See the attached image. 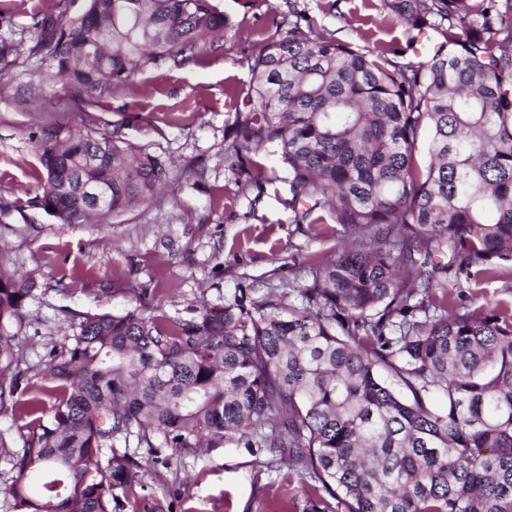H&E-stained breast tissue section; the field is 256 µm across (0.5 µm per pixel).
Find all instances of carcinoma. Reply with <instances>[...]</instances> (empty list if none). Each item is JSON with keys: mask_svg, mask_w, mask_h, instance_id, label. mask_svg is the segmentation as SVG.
<instances>
[{"mask_svg": "<svg viewBox=\"0 0 512 512\" xmlns=\"http://www.w3.org/2000/svg\"><path fill=\"white\" fill-rule=\"evenodd\" d=\"M442 36L425 62L315 35L295 9L248 59L224 127L235 184L273 181L291 223L359 240L310 263L300 305L256 300L174 319L141 304L85 314L42 370L37 429L0 486L12 512H116L138 465L117 434L166 448L242 442L321 484L336 512H512V301L453 295L512 268V0H384ZM226 19L213 0H82L38 12L47 57L85 116L46 134L32 204L60 224L148 203L166 162L99 127L94 112L137 73L200 61ZM429 134V162L417 160ZM42 285L0 273V411L23 380L9 331ZM441 392L446 404L428 397ZM42 476L34 493L30 476Z\"/></svg>", "mask_w": 512, "mask_h": 512, "instance_id": "carcinoma-1", "label": "carcinoma"}]
</instances>
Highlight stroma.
Here are the masks:
<instances>
[{"instance_id":"obj_1","label":"stroma","mask_w":512,"mask_h":512,"mask_svg":"<svg viewBox=\"0 0 512 512\" xmlns=\"http://www.w3.org/2000/svg\"><path fill=\"white\" fill-rule=\"evenodd\" d=\"M71 0H16L0 39L19 41L14 62L0 71V268L32 275L44 288L27 302L11 331L21 349L26 395L52 404L39 372L70 325L86 313H118L136 302L161 304L172 317L187 307L222 302L238 289L274 297L306 285V256L330 257L335 235L311 236L291 224L286 173L276 153L260 160L276 172L263 193L239 191L224 159V126L249 82L245 56L276 36L288 0H216L228 18L219 49L199 63L165 65L112 90L98 117L138 148L170 163L156 198L92 224H61L30 201L40 191L41 135L67 132L81 118L41 56L32 16L70 12ZM316 29L357 48L398 50V63L428 59L441 38L418 33L389 15L383 0H297ZM219 205H212V198ZM34 428L18 409L0 412V483L11 475L10 453ZM112 446L139 464L120 501L122 512H312L323 491L287 456L222 442L173 451L115 435Z\"/></svg>"}]
</instances>
